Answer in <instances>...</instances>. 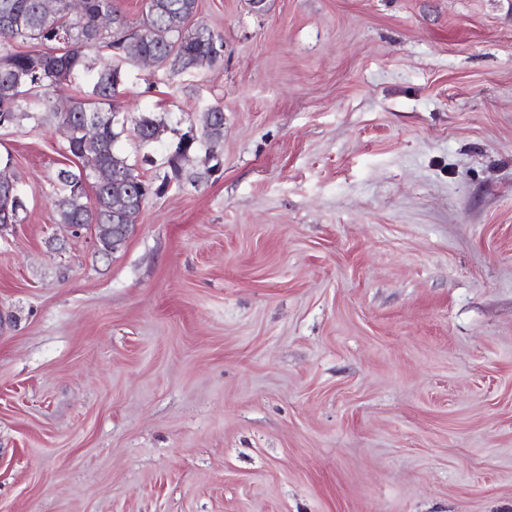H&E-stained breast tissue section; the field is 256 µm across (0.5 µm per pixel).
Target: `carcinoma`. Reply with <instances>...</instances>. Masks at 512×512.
I'll list each match as a JSON object with an SVG mask.
<instances>
[{
	"instance_id": "carcinoma-1",
	"label": "carcinoma",
	"mask_w": 512,
	"mask_h": 512,
	"mask_svg": "<svg viewBox=\"0 0 512 512\" xmlns=\"http://www.w3.org/2000/svg\"><path fill=\"white\" fill-rule=\"evenodd\" d=\"M74 8L73 0H0V126L38 124L50 116L70 130L63 151L80 165L56 174V223L95 225L99 251L110 255L130 235L120 215L123 206L131 202L140 207L150 195L179 183L183 154L198 141L212 149L224 137V109L216 104L203 112L201 137L180 135L160 183L145 180L115 149L124 132L112 123L121 88L115 75L147 57L154 67L172 73L213 67L224 58V38L196 19L197 0H144L134 25L116 0H81L79 11ZM18 39L34 40L45 49L9 51L8 44ZM99 48L114 62L97 64L91 53ZM79 72L87 78L85 97L59 108L53 92ZM136 131L140 142L149 145L160 139L164 128L144 115ZM112 169L120 172V179L99 180V171ZM24 207L26 198L10 161L0 162V226L20 223L18 209Z\"/></svg>"
}]
</instances>
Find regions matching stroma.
<instances>
[{
    "instance_id": "35a3bbf8",
    "label": "stroma",
    "mask_w": 512,
    "mask_h": 512,
    "mask_svg": "<svg viewBox=\"0 0 512 512\" xmlns=\"http://www.w3.org/2000/svg\"><path fill=\"white\" fill-rule=\"evenodd\" d=\"M129 163L224 108L112 256L0 129V512H512V0H198ZM166 124L143 149L142 114ZM10 190L11 196L8 194ZM19 208L26 210L25 195L12 171L10 159L2 163L0 158V228L4 224L20 223L17 211Z\"/></svg>"
}]
</instances>
